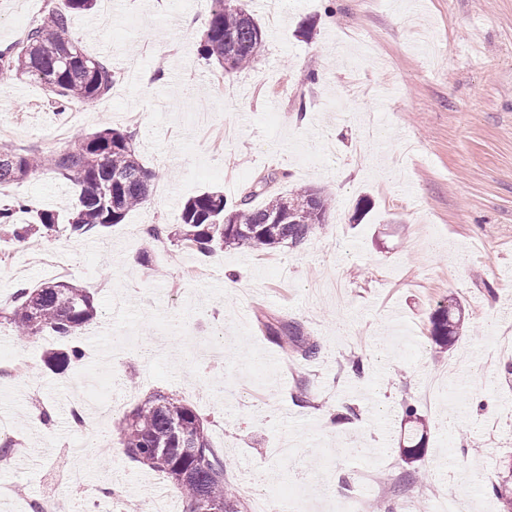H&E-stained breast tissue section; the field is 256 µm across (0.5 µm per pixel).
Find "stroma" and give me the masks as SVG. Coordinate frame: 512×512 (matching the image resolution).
Instances as JSON below:
<instances>
[{
    "label": "stroma",
    "mask_w": 512,
    "mask_h": 512,
    "mask_svg": "<svg viewBox=\"0 0 512 512\" xmlns=\"http://www.w3.org/2000/svg\"><path fill=\"white\" fill-rule=\"evenodd\" d=\"M245 2L265 32L248 69L222 74L201 56L211 0H123L72 18V39L122 74L106 98L60 114L28 77L0 88L6 144L63 152L78 134L130 127L156 175L151 203L97 235L0 236V355L31 367L0 375V416L29 448L0 470L13 488L0 512L35 497L83 512L84 494L105 487L144 512L147 483L163 475L129 461L117 427L159 392L200 415L213 447L233 446L224 477L244 505L249 487L281 493L295 512H338L354 496L395 510L436 488L462 494L463 512H503L486 486L512 459V351L498 346L512 336V280L500 276L512 266V0ZM50 3L0 0V49ZM147 71L160 80L144 83ZM60 126L66 138L52 143ZM273 170L284 177L269 193L312 186L329 200L302 247L203 259L142 233L176 226L202 192L237 201ZM80 191L42 169L0 186V203L70 209ZM31 245L62 255L68 282L100 307L78 338L99 356L81 368L47 369L60 341L18 338L3 317L19 286L56 278L42 265L15 277ZM450 297L464 322L441 353L429 317ZM269 322L300 324L318 358L281 348ZM80 383L118 408L103 421L91 404L77 430L68 404ZM406 402L426 425L411 465L400 454ZM69 470L83 489L66 483Z\"/></svg>",
    "instance_id": "obj_1"
}]
</instances>
